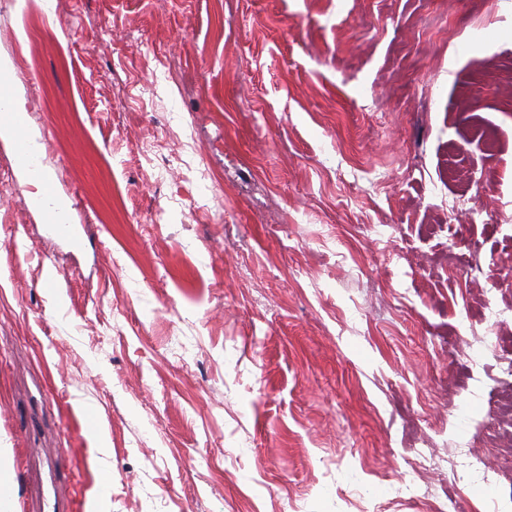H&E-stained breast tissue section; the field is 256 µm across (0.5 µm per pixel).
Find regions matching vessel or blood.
<instances>
[{
    "mask_svg": "<svg viewBox=\"0 0 512 512\" xmlns=\"http://www.w3.org/2000/svg\"><path fill=\"white\" fill-rule=\"evenodd\" d=\"M16 133L13 137V151L19 168L27 170L40 186L33 204L41 212L47 228L54 233H60L67 229L68 221L64 214L54 210L50 204L52 197L58 191L54 181L46 179L41 171L40 159L35 156L27 140V123L23 114H15L13 117Z\"/></svg>",
    "mask_w": 512,
    "mask_h": 512,
    "instance_id": "vessel-or-blood-1",
    "label": "vessel or blood"
}]
</instances>
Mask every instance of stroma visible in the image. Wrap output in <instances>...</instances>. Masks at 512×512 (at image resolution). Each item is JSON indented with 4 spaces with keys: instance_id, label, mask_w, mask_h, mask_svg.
Here are the masks:
<instances>
[{
    "instance_id": "1",
    "label": "stroma",
    "mask_w": 512,
    "mask_h": 512,
    "mask_svg": "<svg viewBox=\"0 0 512 512\" xmlns=\"http://www.w3.org/2000/svg\"><path fill=\"white\" fill-rule=\"evenodd\" d=\"M30 13L0 56L86 231L0 139L16 512H512V317L489 395L465 359L486 281L512 307V0Z\"/></svg>"
}]
</instances>
